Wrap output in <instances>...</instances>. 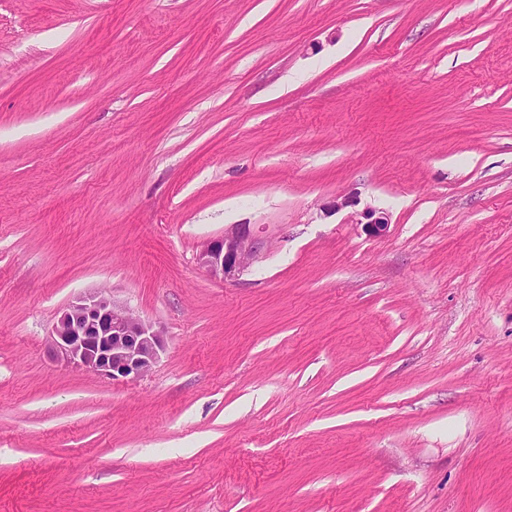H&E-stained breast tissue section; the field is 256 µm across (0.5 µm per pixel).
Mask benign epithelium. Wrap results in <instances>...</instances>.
<instances>
[{
  "instance_id": "obj_1",
  "label": "benign epithelium",
  "mask_w": 512,
  "mask_h": 512,
  "mask_svg": "<svg viewBox=\"0 0 512 512\" xmlns=\"http://www.w3.org/2000/svg\"><path fill=\"white\" fill-rule=\"evenodd\" d=\"M365 228L382 235L387 217L374 210L361 213ZM265 249L249 224H236L220 237L207 240L199 262L214 278L238 280ZM49 352L109 381H128L148 373L163 350L161 333L112 297L91 295L68 305L54 324Z\"/></svg>"
}]
</instances>
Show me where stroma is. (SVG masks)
Returning <instances> with one entry per match:
<instances>
[{
    "mask_svg": "<svg viewBox=\"0 0 512 512\" xmlns=\"http://www.w3.org/2000/svg\"><path fill=\"white\" fill-rule=\"evenodd\" d=\"M0 512H512V0H0ZM265 249L264 241L249 224H236L224 236L207 240L199 252V262L214 278L235 282ZM159 331L113 297L90 295L72 302L50 334L49 352L109 381L148 373L163 350Z\"/></svg>",
    "mask_w": 512,
    "mask_h": 512,
    "instance_id": "35a3bbf8",
    "label": "stroma"
}]
</instances>
